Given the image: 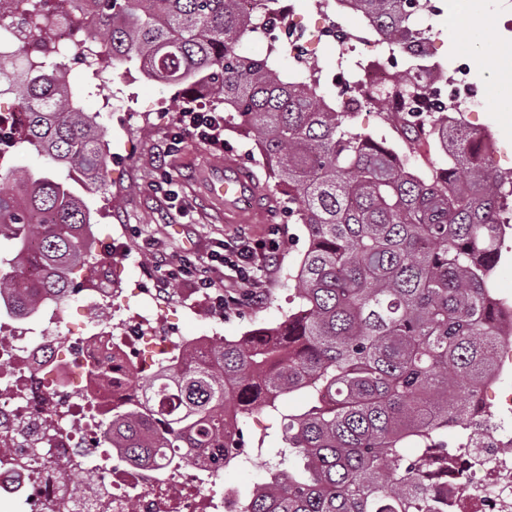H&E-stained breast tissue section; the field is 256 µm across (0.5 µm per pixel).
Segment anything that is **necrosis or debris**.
Masks as SVG:
<instances>
[{"instance_id":"1","label":"necrosis or debris","mask_w":512,"mask_h":512,"mask_svg":"<svg viewBox=\"0 0 512 512\" xmlns=\"http://www.w3.org/2000/svg\"><path fill=\"white\" fill-rule=\"evenodd\" d=\"M10 2L0 0V55L52 60L77 48L89 56L76 17L64 16L45 34ZM254 37L277 42L299 63L311 55L307 31L282 18L260 24ZM403 59V53L391 52L382 63L331 74V82L346 89L334 109L375 110V102L354 94V87L390 83ZM470 65V55L460 54L445 82L427 84L421 112L436 106L453 121L470 111L476 97L467 79ZM98 295L110 309L111 325H88L68 347L59 346L49 330L22 322L10 323L8 335L0 336V504L17 512H43L47 506L53 512H240L239 495L225 488L222 469L176 463L161 471L114 459L103 424L112 406L136 388L93 375V367L137 370L147 353L169 354L181 339L154 335L145 319L113 304L109 289ZM75 386L81 397L73 396ZM72 472L82 475L81 489L70 482ZM448 477V512H512V416L481 423L458 444Z\"/></svg>"}]
</instances>
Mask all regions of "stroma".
Segmentation results:
<instances>
[{"label": "stroma", "instance_id": "obj_1", "mask_svg": "<svg viewBox=\"0 0 512 512\" xmlns=\"http://www.w3.org/2000/svg\"><path fill=\"white\" fill-rule=\"evenodd\" d=\"M441 12L431 18L430 51L435 59L452 61L460 49L451 42L452 27L465 9L483 11L490 21L484 43L488 53L512 70V32H505L503 23L512 17V0H441ZM383 52L373 43L361 42L355 53L344 61L336 59L335 43H318L310 58V66L325 70L343 63L353 67L356 60H381ZM67 85L80 109L97 115L106 131L109 160L108 187L103 191L82 190L81 195L91 214V257L77 267L72 280L79 294L60 305L51 306L47 326L59 342L78 336L89 322L107 325L103 314L85 290L90 287L99 269H106L113 288L130 302H137L144 291L159 285L154 253L168 255L190 253L206 257L216 242L233 241L238 236L267 238L271 229H278L280 249L269 272L259 273L255 286L237 284L233 274H226L228 293L236 296L237 306L219 313L209 298L192 289L188 281L173 282L166 299L144 312L157 318L164 331L176 336H215L234 340L252 331L276 326L290 309V275L308 248V236L302 225L292 223L276 179L263 180L262 186L273 198V205L256 224H228L224 211L215 205L202 186V175L210 167L223 162L225 155L245 158L253 171H261L263 159L253 136L241 119L226 122L224 149L215 151L191 134H184L176 156L164 159L160 152L173 128V114L192 106V96L184 86L171 85L145 78L138 68H117L104 75L95 91H88V66L76 56L62 59ZM469 81L478 93L484 94L481 108L465 113L468 127L485 131L489 149L485 162L491 169L512 171V112L504 111L494 98L488 97L487 79L471 70ZM120 99L122 107L108 108L111 99ZM165 164L174 188L188 204L186 212L176 211L151 187L158 164ZM301 397L284 400L276 413L251 414L242 417L239 428L245 448L256 447L264 433H277L282 415L302 409ZM274 451L252 456L245 462L230 463L224 470L225 485L243 493H251L263 482L266 463L274 459Z\"/></svg>", "mask_w": 512, "mask_h": 512}]
</instances>
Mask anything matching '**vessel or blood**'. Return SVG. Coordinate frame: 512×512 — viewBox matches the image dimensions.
Masks as SVG:
<instances>
[{
    "label": "vessel or blood",
    "instance_id": "1",
    "mask_svg": "<svg viewBox=\"0 0 512 512\" xmlns=\"http://www.w3.org/2000/svg\"><path fill=\"white\" fill-rule=\"evenodd\" d=\"M208 193L223 205L224 221L228 224L256 222L266 209V192L252 169L235 157H225L223 167L212 174Z\"/></svg>",
    "mask_w": 512,
    "mask_h": 512
}]
</instances>
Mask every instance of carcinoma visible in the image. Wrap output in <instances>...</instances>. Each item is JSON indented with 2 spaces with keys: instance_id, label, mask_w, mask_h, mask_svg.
I'll list each match as a JSON object with an SVG mask.
<instances>
[{
  "instance_id": "obj_1",
  "label": "carcinoma",
  "mask_w": 512,
  "mask_h": 512,
  "mask_svg": "<svg viewBox=\"0 0 512 512\" xmlns=\"http://www.w3.org/2000/svg\"><path fill=\"white\" fill-rule=\"evenodd\" d=\"M83 20L103 68L136 64L149 77L214 93L249 125L288 187V217L309 247L292 274L295 308L276 327L238 341L186 346L142 396L112 413V447L135 462L192 464L224 448L245 454L227 425L237 411L276 408L304 391L308 405L282 419L280 459L243 512H439L427 486L448 449L471 430L475 398L500 366L492 294L508 230L512 175L489 169L468 128L446 133L448 168L419 176L410 158L352 131L309 75L288 77L241 53L255 18L238 0H90ZM358 14L397 50L409 43L417 0H358ZM408 70L378 101L419 98L436 76ZM26 124L16 148L44 171L0 174V298L20 317L70 294L85 263L89 209L74 185L106 189L105 130L75 107L61 67L0 58ZM37 249H31V243ZM459 426L453 437L448 428Z\"/></svg>"
}]
</instances>
